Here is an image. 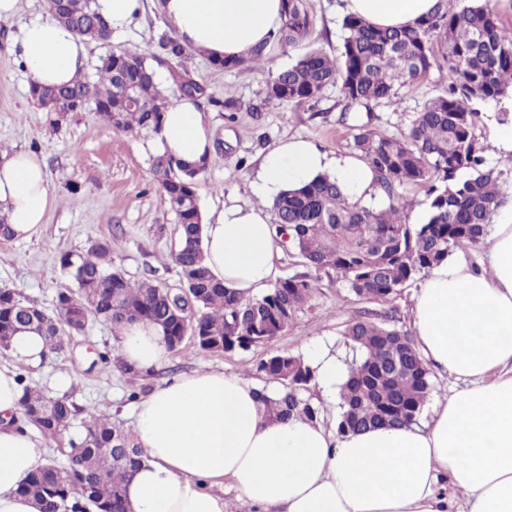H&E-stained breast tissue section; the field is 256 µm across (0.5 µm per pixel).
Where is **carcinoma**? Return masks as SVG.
I'll return each mask as SVG.
<instances>
[{"mask_svg": "<svg viewBox=\"0 0 512 512\" xmlns=\"http://www.w3.org/2000/svg\"><path fill=\"white\" fill-rule=\"evenodd\" d=\"M62 22L76 34L96 41L109 37L108 24L91 0H63ZM312 19L306 0H285V22L271 37L285 51L309 40ZM336 57L310 48L288 66L268 73L253 112L285 102L317 101L329 86L340 88L342 115L367 112L399 102L401 88L417 84L436 70L447 81L445 93L425 103L400 136H376L358 128L353 150L373 169L386 198L383 208L352 201L324 174L286 191L272 212L276 238L289 244L315 271L336 272L358 297L389 299L417 274L444 261L462 244H477L505 202L503 187L512 169L487 164L491 145L477 133L480 112L475 103L493 101L497 118L506 122L512 109V28L501 25L490 0H437L422 20L405 28L378 27L346 15ZM172 60L170 76L182 95L194 99L201 88L187 91L182 66L186 47L164 44ZM269 51L262 45L248 60H220L232 70L243 64L262 68ZM98 80L81 75L61 86L32 80L29 98L47 113L51 124L61 115L89 106L113 129L133 133L154 130L168 102L158 89L147 57L112 52L100 58ZM208 162L189 163L156 155L152 169L159 189L178 223L173 259L179 269L176 290L152 281L131 282L112 269V244L91 239L80 252H63L61 269L74 288L58 293L49 313L9 288L0 289V354L10 349L19 331L34 330L45 340L49 360L64 351L73 333L89 319L117 327L127 322L156 324L168 349L181 347L184 333L197 347L222 353L265 344L288 328L316 284L306 277L284 279L259 300L243 302L215 281L201 248L202 215L196 182ZM408 185L424 189L426 222L407 220L412 202L402 194ZM345 343L353 353L340 386L338 433L416 424L431 392V372L407 333L367 317L350 321ZM257 370L281 385L276 397L260 392L266 415L280 420L319 419L320 406L306 397L315 368L303 358L280 352L259 361ZM23 383L20 413L46 438L67 439L66 462L51 459L22 485V493L40 512H126L124 480L141 462L132 432L112 421L104 410L86 414L67 396L49 397ZM80 433L65 437L75 420ZM120 449L108 463L103 453Z\"/></svg>", "mask_w": 512, "mask_h": 512, "instance_id": "cac0c4a2", "label": "carcinoma"}]
</instances>
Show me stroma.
Masks as SVG:
<instances>
[{
  "label": "stroma",
  "instance_id": "stroma-1",
  "mask_svg": "<svg viewBox=\"0 0 512 512\" xmlns=\"http://www.w3.org/2000/svg\"><path fill=\"white\" fill-rule=\"evenodd\" d=\"M155 3L143 0V11L130 30L111 34L103 44L89 42L85 74L95 76L98 59L106 52H141L153 66L159 88L174 102L181 93L170 77L163 47L174 33ZM309 7L314 47L337 54L343 35L342 0H309ZM46 11V0H21L19 15L0 21V146L36 152L58 196L57 205L31 241L0 238V288L18 291L37 306L53 311L57 294L72 285L58 264L59 254L83 250L91 238L111 241L112 266L131 281L178 287V268L172 260L177 220L157 189L152 154L146 147L149 131L119 133L92 109L73 113L53 126L29 99V78L11 44L24 23ZM183 66L205 89L196 103L210 117L214 143L212 159L197 183L203 216L221 210L230 199L241 205L254 202L250 188L253 172L262 155L283 139L300 135L331 154L351 155L359 119L354 112L341 116L338 88H327L316 102L284 103L264 112L240 111L231 117L222 106L224 97L244 102L256 98L262 73L246 66L220 69L192 51L186 53ZM443 89L444 81L435 72L402 88L399 104L375 108L370 130L380 136L400 135L424 103L441 95ZM296 276L314 278L317 286L288 329L266 344L210 353L187 340L179 350L170 352L156 371L132 383L120 370V343L112 326L92 321L57 358L26 366L27 381L48 396L68 395L79 408L106 410L127 427L133 409L127 396L133 386L149 392L177 375L208 368H221L262 386L266 379L256 366L271 355L286 351L304 357L313 341L335 355L345 354L342 332L355 318L369 317L411 331L413 296L425 280L424 275L415 276L388 300L362 299L335 272L315 271L294 249L282 246L276 277Z\"/></svg>",
  "mask_w": 512,
  "mask_h": 512
}]
</instances>
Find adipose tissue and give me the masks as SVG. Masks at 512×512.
Masks as SVG:
<instances>
[{
  "instance_id": "1",
  "label": "adipose tissue",
  "mask_w": 512,
  "mask_h": 512,
  "mask_svg": "<svg viewBox=\"0 0 512 512\" xmlns=\"http://www.w3.org/2000/svg\"><path fill=\"white\" fill-rule=\"evenodd\" d=\"M435 0H344L346 13L389 28L413 24ZM187 48L213 60L245 59L284 21L283 0H158ZM12 50L32 80L61 85L83 73V39L52 16L26 24ZM149 148L178 160L211 159L208 115L181 99L164 112ZM335 177L349 198L373 188L371 167L332 157L290 138L268 150L251 181L256 203L225 205L203 226L205 263L242 301L262 298L276 276L280 247L269 211L285 191ZM57 196L41 159L0 152V212L15 238L40 230ZM487 266L464 258L434 267L411 311L428 368L452 385L432 405L426 426L381 427L341 435L322 422L265 417L258 386L218 368L180 375L136 407L142 461L124 482L127 512H228L214 486L226 483L259 512H512V210L500 211L486 240ZM129 366H162L160 328L117 329ZM45 344L19 333L11 364L0 363V512H38L20 486L47 463L41 437L10 418L22 388L15 362L39 365Z\"/></svg>"
}]
</instances>
